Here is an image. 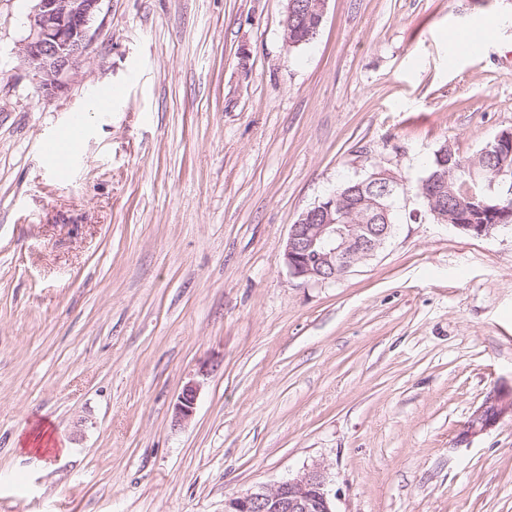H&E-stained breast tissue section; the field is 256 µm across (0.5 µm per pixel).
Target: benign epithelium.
<instances>
[{
  "label": "benign epithelium",
  "instance_id": "benign-epithelium-1",
  "mask_svg": "<svg viewBox=\"0 0 512 512\" xmlns=\"http://www.w3.org/2000/svg\"><path fill=\"white\" fill-rule=\"evenodd\" d=\"M27 16V34L18 47L21 64L32 74L37 92L54 98L68 91L73 76L88 57L92 28L101 12L103 0H33ZM327 0H287L283 21L284 40L293 44L294 19L303 17L319 29L325 17ZM455 171L446 172L425 191L430 201L444 205L445 191ZM382 186L390 198L401 186L391 170L377 167L367 180L356 185L355 213L375 205L363 195L367 184ZM458 232L473 237H491L508 228L506 224L451 223ZM390 224L336 223V195L303 212L291 225L284 247V263L295 278L329 282L356 264L374 256L392 234ZM199 384L184 385L174 404L173 419L182 423L194 413ZM509 412L495 396L487 397L474 412L467 435H476ZM224 512H335L324 468L316 465L270 487L251 488L224 500Z\"/></svg>",
  "mask_w": 512,
  "mask_h": 512
}]
</instances>
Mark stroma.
<instances>
[{
	"label": "stroma",
	"mask_w": 512,
	"mask_h": 512,
	"mask_svg": "<svg viewBox=\"0 0 512 512\" xmlns=\"http://www.w3.org/2000/svg\"><path fill=\"white\" fill-rule=\"evenodd\" d=\"M32 6L0 0V512H224L315 464L336 512H512V413L460 439L512 404V234L415 193L512 129V22L446 39L512 0H328L298 49L287 0H104L52 99L16 55ZM77 113L61 173L41 146ZM376 166L394 236L293 278L291 224ZM199 384L195 381H189L184 385L174 404V423H182L190 419L194 413ZM494 413L493 416H487V411ZM512 411L511 408L503 406L500 400L495 396L487 397L481 406L474 412L472 416L473 422L470 423L467 430V436L476 435L487 429L492 423L500 420L505 414ZM478 423V424H477Z\"/></svg>",
	"instance_id": "stroma-1"
}]
</instances>
